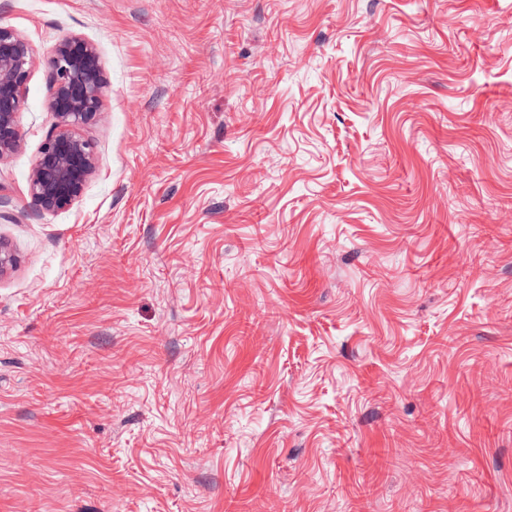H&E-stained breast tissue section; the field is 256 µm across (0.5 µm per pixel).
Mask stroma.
<instances>
[{"instance_id": "obj_1", "label": "stroma", "mask_w": 512, "mask_h": 512, "mask_svg": "<svg viewBox=\"0 0 512 512\" xmlns=\"http://www.w3.org/2000/svg\"><path fill=\"white\" fill-rule=\"evenodd\" d=\"M0 512H512V0H0ZM106 93L40 213L46 59ZM34 59L29 41L0 24V160L20 147L18 115L25 105Z\"/></svg>"}]
</instances>
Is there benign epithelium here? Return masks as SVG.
Listing matches in <instances>:
<instances>
[{
    "instance_id": "obj_1",
    "label": "benign epithelium",
    "mask_w": 512,
    "mask_h": 512,
    "mask_svg": "<svg viewBox=\"0 0 512 512\" xmlns=\"http://www.w3.org/2000/svg\"><path fill=\"white\" fill-rule=\"evenodd\" d=\"M34 64L29 41L0 24V160L20 147L18 115ZM51 74L47 110L55 129L43 142L28 180L32 207L53 212L72 205L97 171L92 144L75 132L102 106L105 81L97 48L69 36L61 39L47 60Z\"/></svg>"
}]
</instances>
